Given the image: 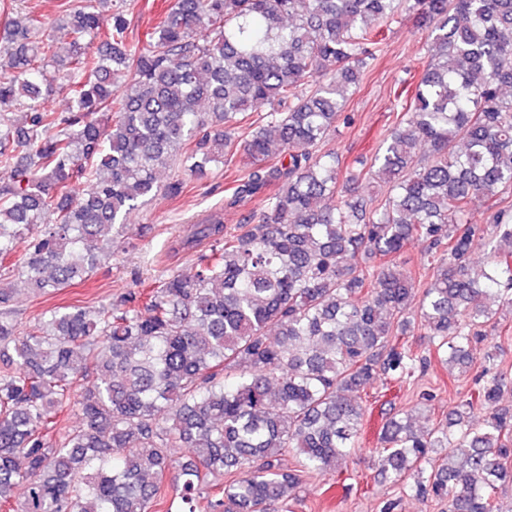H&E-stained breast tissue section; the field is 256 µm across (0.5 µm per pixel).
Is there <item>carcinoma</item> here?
I'll return each instance as SVG.
<instances>
[{"mask_svg":"<svg viewBox=\"0 0 512 512\" xmlns=\"http://www.w3.org/2000/svg\"><path fill=\"white\" fill-rule=\"evenodd\" d=\"M105 2L70 12L64 64L31 38L34 15L0 37V272L39 295L91 278L182 149L201 175L243 153L236 200L275 190L244 224L198 225L189 272L96 315L64 306L22 331L0 287V512H160L174 467L179 512H279L360 448L368 388L414 376L417 325L437 358L481 373L444 422L416 423L426 395L386 418L368 464L448 512H503L512 385L480 344L492 304L512 308V209L488 211L487 259L470 257L486 231L472 205L512 192V0H172L141 44L119 7L100 27ZM406 17L428 61L369 165L349 168L321 144ZM57 84L69 112L41 104ZM366 180L380 198H352ZM416 242L438 256L418 296ZM70 409L81 425L54 436Z\"/></svg>","mask_w":512,"mask_h":512,"instance_id":"carcinoma-1","label":"carcinoma"}]
</instances>
